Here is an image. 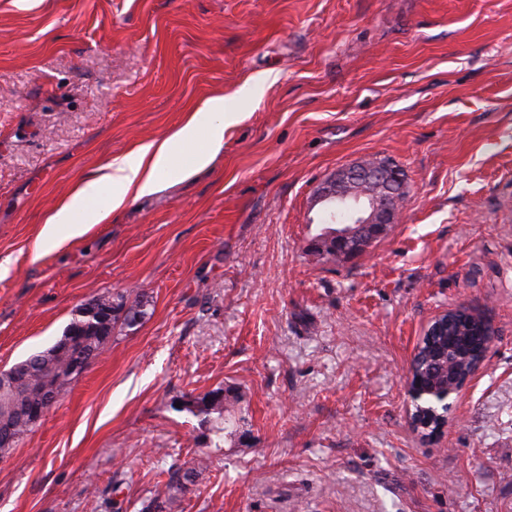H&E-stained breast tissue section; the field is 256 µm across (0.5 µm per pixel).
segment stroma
<instances>
[{
	"mask_svg": "<svg viewBox=\"0 0 512 512\" xmlns=\"http://www.w3.org/2000/svg\"><path fill=\"white\" fill-rule=\"evenodd\" d=\"M212 163L39 248L83 180L212 96ZM403 169L353 260L310 248L318 186ZM0 372L104 293L148 303L0 461V512H512V0H0ZM466 306L495 329L425 439L414 348ZM224 387L245 437L173 407ZM197 458V467L182 471L180 468L171 469L168 481L164 489H158L150 498L143 502L142 512H174L181 503L179 494L185 491L193 478L200 474V470L205 465L204 452H201ZM193 483V481H192Z\"/></svg>",
	"mask_w": 512,
	"mask_h": 512,
	"instance_id": "obj_1",
	"label": "stroma"
}]
</instances>
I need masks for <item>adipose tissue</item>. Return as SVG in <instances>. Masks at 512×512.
I'll return each instance as SVG.
<instances>
[{"instance_id":"obj_1","label":"adipose tissue","mask_w":512,"mask_h":512,"mask_svg":"<svg viewBox=\"0 0 512 512\" xmlns=\"http://www.w3.org/2000/svg\"><path fill=\"white\" fill-rule=\"evenodd\" d=\"M241 119L224 109L223 96L205 100L171 135L140 145L113 159L44 219L41 246H59L86 235L127 199L157 191L163 183L186 179L206 168L224 146V131Z\"/></svg>"}]
</instances>
